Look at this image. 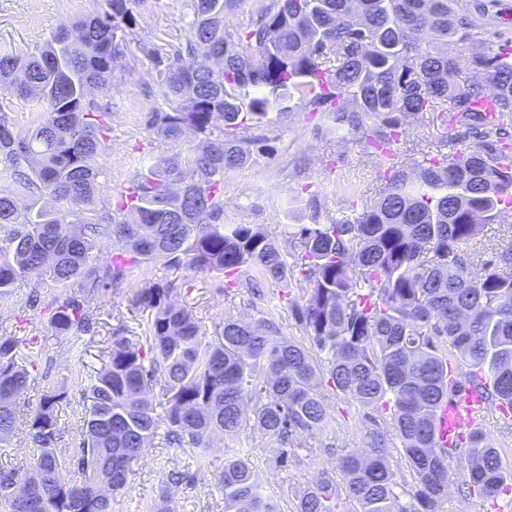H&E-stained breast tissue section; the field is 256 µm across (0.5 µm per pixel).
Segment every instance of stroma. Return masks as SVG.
I'll list each match as a JSON object with an SVG mask.
<instances>
[{"mask_svg": "<svg viewBox=\"0 0 512 512\" xmlns=\"http://www.w3.org/2000/svg\"><path fill=\"white\" fill-rule=\"evenodd\" d=\"M93 0H0V51L21 52L40 46L59 26L94 9ZM141 23L135 41L183 39L192 20L189 0H144ZM149 63H141L137 73L118 74L112 88V130L105 149L95 165L100 172L101 189L96 207L115 205L120 191L133 172L162 145L146 131L143 114L153 107L143 94V85L152 81ZM316 117L298 108L279 118L273 127L274 153L259 158L251 171L228 173L224 177V221L228 224H259L277 238L284 227L304 219L310 194H317L320 219L327 222L349 218L352 204L375 199L379 184L366 161L363 144L341 142L336 134L315 131ZM169 283L179 288L183 304L198 320L206 335L228 317H254L259 311H272L282 332L295 341L304 334L297 322L285 283L258 280L248 267L237 275L236 294L225 295L224 277L216 272L193 273L169 267L158 257L143 264L138 274L117 292H104L91 303L92 325L88 332L57 337L51 331L44 309L26 307L32 294L30 282H22L12 293L0 297V336H20L19 362L38 359L28 390L20 406L36 407L44 394L56 392L63 399L58 405L62 430L61 450L77 447L83 424L82 405L96 372L103 367L112 333L145 334L147 314L133 310L130 299L144 280ZM327 411V425L313 435L302 437L301 446L288 467L277 466L275 444L259 431L245 430L236 437L215 439L207 455L167 447L163 438H154L128 475V492L119 503V512H146L161 488L169 490L171 512H224V493L219 476L224 455L244 449L262 479L267 495L277 501L281 512H294L299 493L322 473L338 475L337 461L346 452L362 449L367 427L377 426L386 436L388 464L398 482L399 495L413 491L415 478L400 447L389 412H365L351 398L321 387ZM451 477L442 512H512V495L497 501H484L469 494L464 479L467 461L457 450L448 459ZM184 479L171 483V472Z\"/></svg>", "mask_w": 512, "mask_h": 512, "instance_id": "obj_1", "label": "stroma"}]
</instances>
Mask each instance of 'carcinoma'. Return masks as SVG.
<instances>
[{
  "label": "carcinoma",
  "mask_w": 512,
  "mask_h": 512,
  "mask_svg": "<svg viewBox=\"0 0 512 512\" xmlns=\"http://www.w3.org/2000/svg\"><path fill=\"white\" fill-rule=\"evenodd\" d=\"M142 0H103L59 27L34 51L0 52V84L40 105L27 134L12 130L0 100V296L25 280L63 292L35 293L26 306L49 311L55 334L86 332L90 303L116 290L158 255L173 268L224 273V292L243 267L288 280L307 344L284 336L271 311L228 317L213 339L185 308L181 291L144 281L131 308L151 312L145 341L116 334L84 407L78 450L58 454L57 403L45 395L27 421L40 450L32 463L0 470L5 512H116L131 465L165 427L172 448L206 454L217 434L250 428L279 445L288 467L301 437L324 426L318 392L334 387L367 409L390 411L416 477L410 500L395 492L384 435L338 459L343 484L322 475L298 497L296 512H441L448 458L435 453L445 401L472 388L512 414V249L480 245L512 200V40H483L496 17H475L469 0H256L247 22L228 27L235 0H189L184 41L138 44L157 81L145 96L163 106L144 117L172 146L138 169L120 192L130 203L95 213V157L111 131L116 70H135L130 48ZM223 54L219 69L201 61ZM302 104L358 141L381 181L371 203L343 221L286 225L288 250L258 224L224 223V172L250 170L269 153L263 129ZM448 125L470 137L449 152L427 151L407 165L384 150L406 126ZM192 133L198 150L184 140ZM35 196L19 212L15 191ZM67 203L52 209L42 198ZM109 242L125 261L99 262ZM17 336H0V442L13 434L31 369L17 363ZM469 366L465 380L449 374ZM162 412H157V409ZM469 493L494 500L512 492V470L480 428L465 435ZM74 467L80 479L63 472ZM43 474L30 504L20 503L31 471ZM224 512H280L250 461L224 457Z\"/></svg>",
  "instance_id": "cac0c4a2"
}]
</instances>
